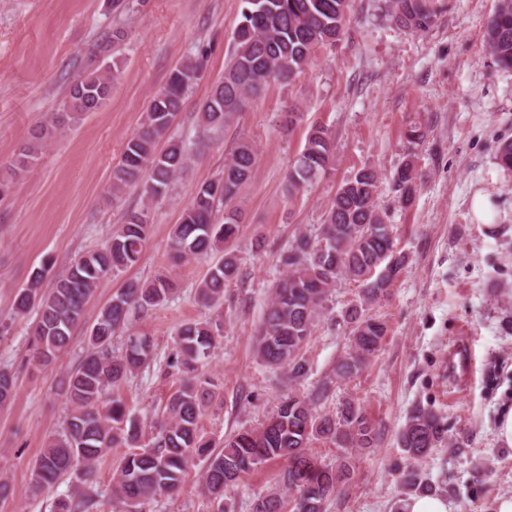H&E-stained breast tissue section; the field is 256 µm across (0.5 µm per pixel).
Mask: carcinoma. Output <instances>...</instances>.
Returning a JSON list of instances; mask_svg holds the SVG:
<instances>
[{
    "mask_svg": "<svg viewBox=\"0 0 512 512\" xmlns=\"http://www.w3.org/2000/svg\"><path fill=\"white\" fill-rule=\"evenodd\" d=\"M242 21L235 34L233 52L224 67V77L212 88L201 106L203 123L212 130L226 127L250 99L271 83L295 77L312 61L316 50L344 35L353 0H243ZM381 8L397 25L413 31L430 27L436 17L435 0H385ZM123 37L116 30L88 50L89 65L73 79L56 115L34 131L0 177V194L10 180L34 169L43 144L96 112L112 96L118 66L112 60L114 45ZM486 48L496 63L512 69V0L499 6L486 30ZM204 57L196 56L177 66L151 101L143 129L129 139L121 162L112 173L111 194L141 187L152 199L162 195L185 167L190 152L184 141L169 138L167 149L155 151L157 139L172 128L185 94L199 79ZM427 129L409 121L407 144L424 142ZM335 158L332 133L312 128L304 149L286 176L289 195L299 193L328 173ZM256 165L253 147L240 143L225 159L221 177L196 188L174 226L170 253L174 260L220 253L197 288L198 301L218 307L224 289L239 277V259L232 248L241 220L234 209L224 210V221L215 217L216 205L229 202L247 183ZM416 172L407 163L393 179L398 203L413 198ZM378 172L364 166L343 181L323 213L315 236L302 235L281 257L286 273L271 286L269 302L255 330L254 352L269 368L285 369L291 381L305 377L309 368L302 350L316 317L336 288L349 280L359 288L358 300L345 312L351 325V345L336 360L334 378L313 387L307 394L293 391L281 401L277 412L260 427L244 429L224 440L223 449L211 451L213 443L201 434L199 418L215 394L214 379L201 371V360L214 347L221 325L186 322L177 332L176 348L169 367L180 375L179 386L167 400L165 417L150 441L138 448L139 430L128 406L110 396L143 366L150 363L154 343L149 336L128 338L125 351L112 353V336L129 317L161 306L173 296L174 282L160 276L148 282H130L119 289L104 307L90 336L91 351L67 380L70 410L65 427L43 448L32 468L36 490H48L78 465L92 469L107 453L122 445L130 448L112 477V495L139 512L137 507L157 496L178 492L188 463L205 457L202 491L215 500L224 499V489L235 485L251 468L271 462L283 463L276 491L256 498L252 512H283L288 494L299 496V512H325L328 501L348 483L345 461L327 465L309 453L312 441L328 439L338 447L372 448L376 427L352 401H345L336 414H321L317 405L327 397L331 384L359 375L379 351L387 333L386 324L366 311L384 299L403 269L405 257L397 253L387 214L376 204ZM151 224L146 209L126 213L125 220L99 249L79 257L67 274L42 291L46 271H33L14 298L16 313L37 310L32 360L52 363L66 349L71 329L84 314L89 298L102 282L118 271L136 265L149 238ZM16 397L14 377L0 371V406ZM445 423L436 413L417 405L398 433V446L406 463L398 468L400 486L407 493L433 491L419 468L433 448L445 440Z\"/></svg>",
    "mask_w": 512,
    "mask_h": 512,
    "instance_id": "obj_1",
    "label": "carcinoma"
}]
</instances>
